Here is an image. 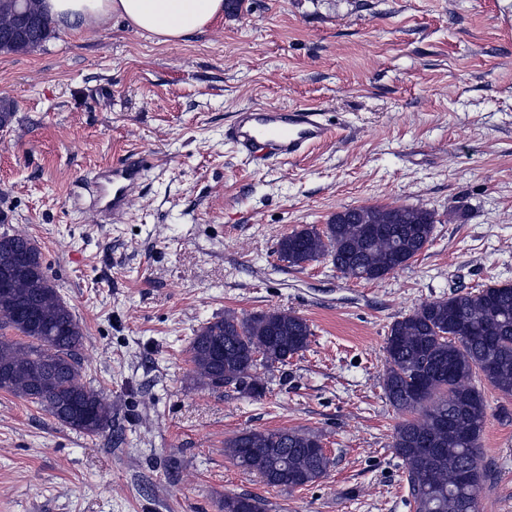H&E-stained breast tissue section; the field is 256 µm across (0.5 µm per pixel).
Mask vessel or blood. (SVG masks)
<instances>
[{
	"label": "vessel or blood",
	"mask_w": 512,
	"mask_h": 512,
	"mask_svg": "<svg viewBox=\"0 0 512 512\" xmlns=\"http://www.w3.org/2000/svg\"><path fill=\"white\" fill-rule=\"evenodd\" d=\"M323 112L312 107H255L236 112L224 135L236 152L263 167L273 161L303 156L330 135ZM148 163L142 153H132L112 167L98 171L94 183L101 193L104 210L123 214L141 183Z\"/></svg>",
	"instance_id": "b4317fda"
}]
</instances>
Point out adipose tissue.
Here are the masks:
<instances>
[{
	"label": "adipose tissue",
	"mask_w": 512,
	"mask_h": 512,
	"mask_svg": "<svg viewBox=\"0 0 512 512\" xmlns=\"http://www.w3.org/2000/svg\"><path fill=\"white\" fill-rule=\"evenodd\" d=\"M42 9L74 34L123 20L159 42H176L202 32L224 15V0H42Z\"/></svg>",
	"instance_id": "obj_1"
}]
</instances>
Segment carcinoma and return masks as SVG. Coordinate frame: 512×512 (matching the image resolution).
I'll return each instance as SVG.
<instances>
[{
	"label": "carcinoma",
	"instance_id": "carcinoma-1",
	"mask_svg": "<svg viewBox=\"0 0 512 512\" xmlns=\"http://www.w3.org/2000/svg\"><path fill=\"white\" fill-rule=\"evenodd\" d=\"M52 19L36 18L32 40L0 48L25 54L52 37ZM440 219L416 206L345 207L323 228L304 225L282 235L278 258L303 268L328 260L347 280L375 281L404 267L432 239ZM23 250L29 277L0 288V390L34 403L55 419L88 436L112 427V405L80 382L79 350L84 331L49 278L42 252L21 234H0V268ZM30 304L33 316L20 309ZM14 332L16 336L7 335ZM312 330L307 320L272 310L239 317L227 312L196 330L189 362L197 382L233 385L251 397L265 393L259 369L288 364L304 351ZM383 390L389 403L412 414L395 429L393 448L405 466L415 512H463L476 502L484 478L480 440L487 406L473 383L479 371L500 392L512 396V283H494L446 299L422 303L394 321L385 340ZM263 354L256 361L253 354ZM422 411L418 417L413 413ZM321 437L297 429L246 430L224 441V454L259 475L266 485L287 470L284 488L304 487L323 478L330 458ZM472 484H460L464 470ZM224 512H266L265 502L247 494L224 496Z\"/></svg>",
	"mask_w": 512,
	"mask_h": 512
}]
</instances>
